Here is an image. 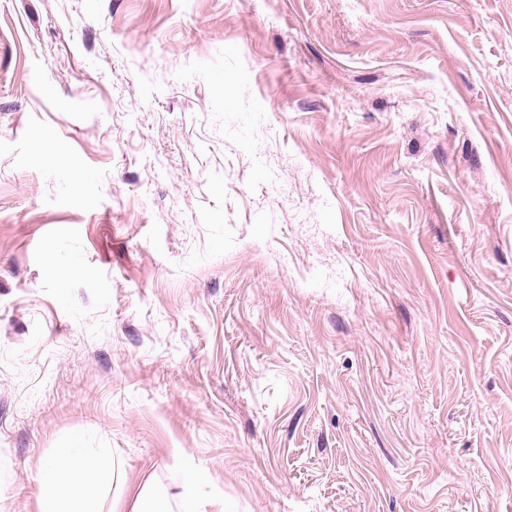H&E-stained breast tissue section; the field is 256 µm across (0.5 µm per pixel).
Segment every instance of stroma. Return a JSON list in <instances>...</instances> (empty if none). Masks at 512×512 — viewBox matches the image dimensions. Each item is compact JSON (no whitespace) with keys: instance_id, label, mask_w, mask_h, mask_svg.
Listing matches in <instances>:
<instances>
[{"instance_id":"1","label":"stroma","mask_w":512,"mask_h":512,"mask_svg":"<svg viewBox=\"0 0 512 512\" xmlns=\"http://www.w3.org/2000/svg\"><path fill=\"white\" fill-rule=\"evenodd\" d=\"M75 440L512 512V0H0V512Z\"/></svg>"}]
</instances>
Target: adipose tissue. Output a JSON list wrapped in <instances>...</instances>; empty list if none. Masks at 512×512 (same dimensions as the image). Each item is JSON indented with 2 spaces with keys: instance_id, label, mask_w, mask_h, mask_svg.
<instances>
[{
  "instance_id": "adipose-tissue-1",
  "label": "adipose tissue",
  "mask_w": 512,
  "mask_h": 512,
  "mask_svg": "<svg viewBox=\"0 0 512 512\" xmlns=\"http://www.w3.org/2000/svg\"><path fill=\"white\" fill-rule=\"evenodd\" d=\"M39 480L47 489L41 512H101L103 495L122 474L111 449L75 443L41 469Z\"/></svg>"
}]
</instances>
